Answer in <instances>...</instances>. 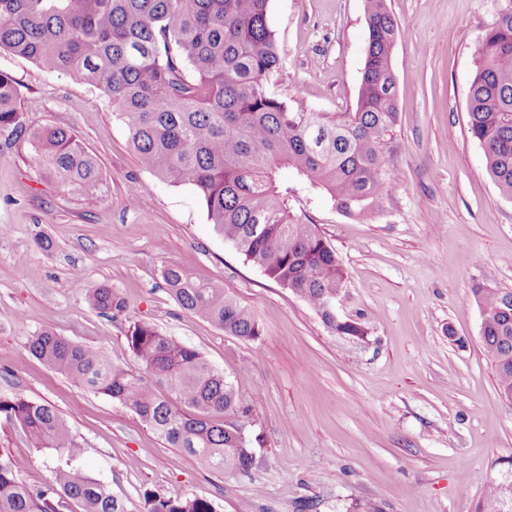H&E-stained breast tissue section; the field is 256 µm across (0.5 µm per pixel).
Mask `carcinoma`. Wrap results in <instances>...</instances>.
<instances>
[{
    "label": "carcinoma",
    "instance_id": "cac0c4a2",
    "mask_svg": "<svg viewBox=\"0 0 512 512\" xmlns=\"http://www.w3.org/2000/svg\"><path fill=\"white\" fill-rule=\"evenodd\" d=\"M269 0H0V50L48 73L67 72L105 95L141 162L156 176L193 187L209 223L245 260L308 302L339 335L365 329L336 316L344 270L316 225L291 213L307 192L349 215L371 212L387 189L385 138L397 121L392 52L401 37L386 0H366L368 41L353 112H314L270 90L281 68L267 22ZM19 89L0 72V131L31 142L36 165L63 190L94 197L106 183L96 159L71 130L30 128ZM468 129L487 171L512 198V0L485 34L467 105ZM162 278L178 305L241 340L260 336L254 314L216 283L180 267ZM100 313L122 312L105 285H83ZM482 345L501 396L512 399V290L476 287ZM127 342L145 375L112 365L97 349L49 330L25 350L51 369L117 401L218 474L246 473L253 453L244 433L253 421L224 374L194 348L135 322ZM0 419L33 447L52 450L53 480L31 487L22 466L0 452V512H124L98 480L81 471L83 445L49 404L0 398ZM491 486L482 512L501 510ZM144 512H217L206 498L145 494Z\"/></svg>",
    "mask_w": 512,
    "mask_h": 512
}]
</instances>
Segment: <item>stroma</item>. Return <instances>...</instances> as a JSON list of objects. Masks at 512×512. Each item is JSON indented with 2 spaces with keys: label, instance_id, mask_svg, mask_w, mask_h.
Returning <instances> with one entry per match:
<instances>
[{
  "label": "stroma",
  "instance_id": "1",
  "mask_svg": "<svg viewBox=\"0 0 512 512\" xmlns=\"http://www.w3.org/2000/svg\"><path fill=\"white\" fill-rule=\"evenodd\" d=\"M506 0H387L403 37L392 53L399 117L387 138L389 191L350 216L301 198L345 272L336 313L364 337L339 336L305 300L246 262L209 224L188 185L140 162L94 86L0 52L27 124L71 128L107 189L59 191L30 142L0 132V397L51 405L84 448L81 466L125 512L144 494L205 497L218 512H478L489 487H512V401L496 390L471 290H512V199L486 171L467 104L476 49ZM283 55L274 90L316 112L355 111L368 28L364 0H270ZM50 241L41 249L38 239ZM222 283L257 318L245 341L183 310L161 270ZM110 287L115 316L92 309L74 270ZM142 322L200 351L252 404L245 474L205 470L107 395L28 354L50 330L99 349L133 375ZM0 451L27 460L23 480L51 482L46 453L0 421Z\"/></svg>",
  "mask_w": 512,
  "mask_h": 512
}]
</instances>
